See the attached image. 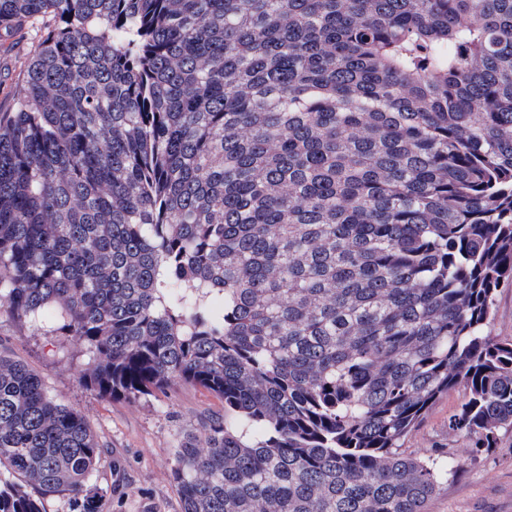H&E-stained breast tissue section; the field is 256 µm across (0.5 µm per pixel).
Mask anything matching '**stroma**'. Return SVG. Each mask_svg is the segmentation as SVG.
Returning a JSON list of instances; mask_svg holds the SVG:
<instances>
[{
  "label": "stroma",
  "mask_w": 512,
  "mask_h": 512,
  "mask_svg": "<svg viewBox=\"0 0 512 512\" xmlns=\"http://www.w3.org/2000/svg\"><path fill=\"white\" fill-rule=\"evenodd\" d=\"M37 28L0 45V109L10 110L21 83ZM0 352L33 369L57 398L89 420L104 450L93 481L108 487L101 512H180L171 481L175 447L187 432L224 412L222 400L199 387L177 385L168 395L110 401L86 390L80 377L89 362L84 352L63 345L0 311ZM463 400L449 392L428 411L406 439L411 457L452 458L454 477L442 482L426 512H512V430L501 431L496 448L476 454L469 441L448 430V419Z\"/></svg>",
  "instance_id": "1"
}]
</instances>
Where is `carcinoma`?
I'll return each mask as SVG.
<instances>
[{"label":"carcinoma","mask_w":512,"mask_h":512,"mask_svg":"<svg viewBox=\"0 0 512 512\" xmlns=\"http://www.w3.org/2000/svg\"><path fill=\"white\" fill-rule=\"evenodd\" d=\"M0 309L82 385L224 401L181 512H425L430 408L512 429V0H0ZM89 422L0 356V512H100ZM35 25L25 29L23 34L0 45V109L8 111L13 107V89L22 82L29 61L31 44L38 34ZM490 336L512 340V283L497 289L493 298Z\"/></svg>","instance_id":"1"}]
</instances>
